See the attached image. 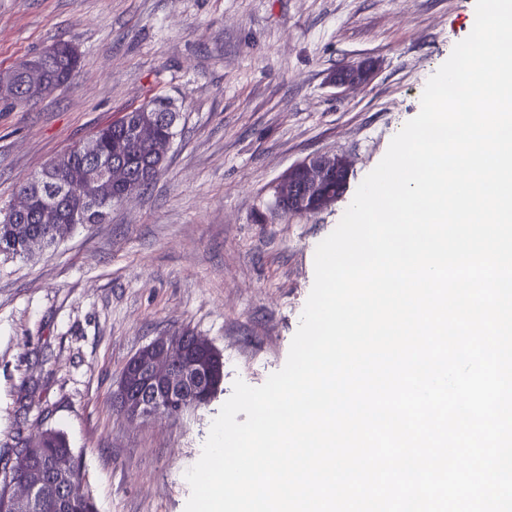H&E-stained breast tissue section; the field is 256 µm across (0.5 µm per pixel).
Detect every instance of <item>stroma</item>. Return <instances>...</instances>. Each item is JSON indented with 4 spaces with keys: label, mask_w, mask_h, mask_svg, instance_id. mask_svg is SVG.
Masks as SVG:
<instances>
[{
    "label": "stroma",
    "mask_w": 512,
    "mask_h": 512,
    "mask_svg": "<svg viewBox=\"0 0 512 512\" xmlns=\"http://www.w3.org/2000/svg\"><path fill=\"white\" fill-rule=\"evenodd\" d=\"M474 21L475 0H0V71L59 40L81 54L67 86L0 102V208L151 98L180 114L146 190L59 245L0 255V454L59 429L97 512H184L185 473L234 381L284 366L317 245ZM362 60L368 84L329 85ZM315 153L348 160L344 194L275 214L274 184ZM183 328L222 354L221 392L178 416H118L127 360Z\"/></svg>",
    "instance_id": "1"
}]
</instances>
